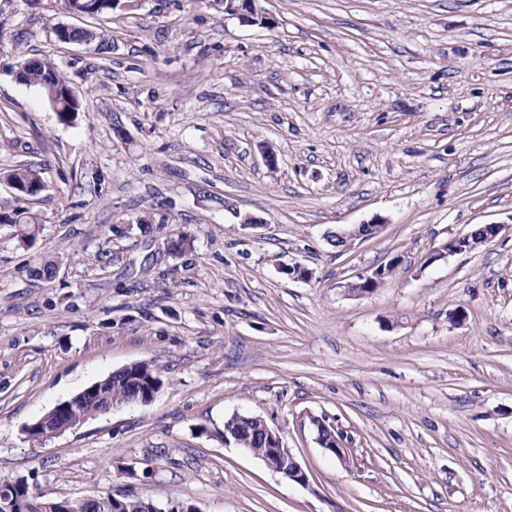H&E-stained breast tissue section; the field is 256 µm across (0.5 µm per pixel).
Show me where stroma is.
Here are the masks:
<instances>
[{"mask_svg": "<svg viewBox=\"0 0 512 512\" xmlns=\"http://www.w3.org/2000/svg\"><path fill=\"white\" fill-rule=\"evenodd\" d=\"M262 6L274 27L216 0L98 18L41 0L7 26L0 172L36 165L46 188L0 181V214L40 221L28 243L0 223V480L197 512H512V0ZM59 23L106 50L57 41ZM21 58L61 72L74 121L10 73ZM142 216L148 232H117ZM379 218L374 238L330 239ZM489 223L493 241L433 259ZM176 228L196 237L179 257ZM139 362L162 379L152 402L25 434ZM235 414L277 430L306 483L226 441ZM73 29H75V28L72 26L66 25V24H57L53 28V32L56 36H59L60 38H63V39H67L66 34L68 32H71ZM91 35H93V37H94L92 40V43H97L98 50H101V47L105 43V35L103 32L98 33L93 30L88 31V30L77 28L69 34L70 40H83V41L76 42V43L85 44V45H89L91 43L90 39L84 40L85 38H87L88 36H91ZM388 272L385 267L374 269L371 274L358 276V280L349 282L346 285V290L349 296L362 297L371 293L376 286L382 283L387 276ZM314 425L317 429L319 445L323 449L331 451L344 466H347L350 463V454L348 448H344L341 438L330 433L328 424L323 419H315Z\"/></svg>", "mask_w": 512, "mask_h": 512, "instance_id": "1", "label": "stroma"}]
</instances>
